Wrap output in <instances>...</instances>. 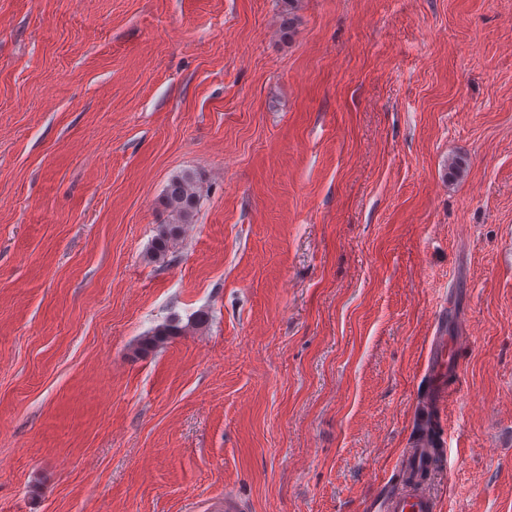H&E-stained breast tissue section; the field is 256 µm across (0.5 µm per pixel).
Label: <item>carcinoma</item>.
I'll list each match as a JSON object with an SVG mask.
<instances>
[{"mask_svg":"<svg viewBox=\"0 0 512 512\" xmlns=\"http://www.w3.org/2000/svg\"><path fill=\"white\" fill-rule=\"evenodd\" d=\"M200 202L199 180L193 172H182L173 176L165 189L164 204L169 213V223L160 226L159 232L153 239L149 254L155 261H163L171 252L176 240L177 230L183 224L192 222L198 211ZM204 323L203 314L199 313L190 323L183 325L181 319L172 315L162 324L153 328L143 336L137 346V352L148 354L175 336L183 335L191 326Z\"/></svg>","mask_w":512,"mask_h":512,"instance_id":"obj_1","label":"carcinoma"}]
</instances>
